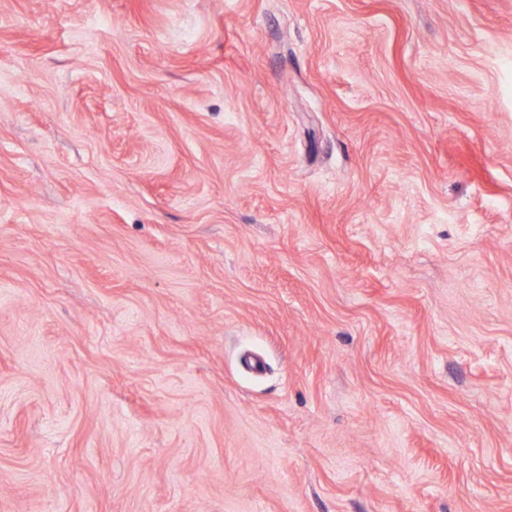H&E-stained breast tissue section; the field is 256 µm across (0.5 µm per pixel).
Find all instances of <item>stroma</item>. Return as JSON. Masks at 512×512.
<instances>
[{"instance_id": "1", "label": "stroma", "mask_w": 512, "mask_h": 512, "mask_svg": "<svg viewBox=\"0 0 512 512\" xmlns=\"http://www.w3.org/2000/svg\"><path fill=\"white\" fill-rule=\"evenodd\" d=\"M0 512H512V0H0Z\"/></svg>"}]
</instances>
